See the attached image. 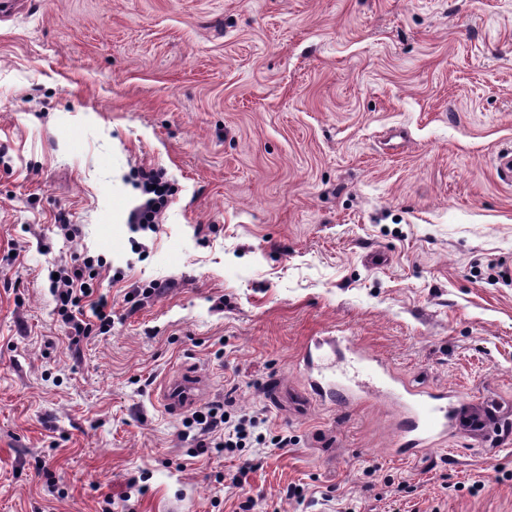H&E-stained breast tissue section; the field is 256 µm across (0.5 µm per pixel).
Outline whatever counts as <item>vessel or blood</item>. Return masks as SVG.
<instances>
[{
	"label": "vessel or blood",
	"mask_w": 512,
	"mask_h": 512,
	"mask_svg": "<svg viewBox=\"0 0 512 512\" xmlns=\"http://www.w3.org/2000/svg\"><path fill=\"white\" fill-rule=\"evenodd\" d=\"M353 357L359 373L373 383L392 387L409 404L397 441L399 456H418L424 448L443 441L448 433L447 394L418 390L401 382L381 360L363 351H354ZM203 388L204 383L196 374L173 376L165 384L162 403L173 412L185 410L196 401ZM311 388L318 396L340 401L349 400L354 395L351 379L344 374L321 375L312 380Z\"/></svg>",
	"instance_id": "1"
}]
</instances>
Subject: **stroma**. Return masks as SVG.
<instances>
[{"instance_id":"1","label":"stroma","mask_w":512,"mask_h":512,"mask_svg":"<svg viewBox=\"0 0 512 512\" xmlns=\"http://www.w3.org/2000/svg\"><path fill=\"white\" fill-rule=\"evenodd\" d=\"M15 2L0 512H512V183L495 167L512 0ZM139 167L175 188L153 236L128 224ZM85 251L125 278L99 285L111 333L75 352L48 275ZM154 280L168 289L126 303ZM328 336L446 390L445 441L398 457L397 399L312 396L301 354ZM184 370L207 382L200 404L290 439L246 449L241 487L239 459L196 454L161 403Z\"/></svg>"}]
</instances>
